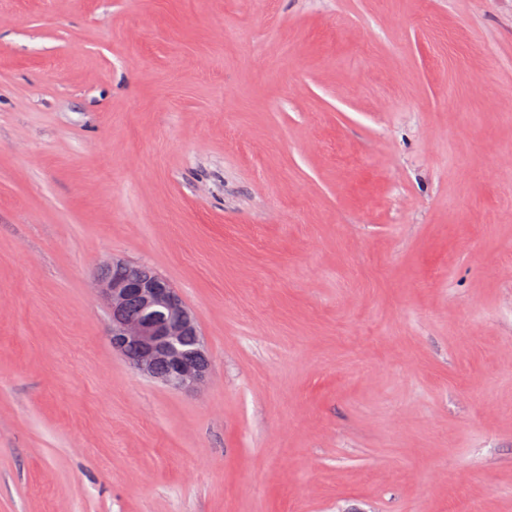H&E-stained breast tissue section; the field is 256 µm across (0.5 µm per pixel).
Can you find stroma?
<instances>
[{
  "instance_id": "obj_1",
  "label": "stroma",
  "mask_w": 512,
  "mask_h": 512,
  "mask_svg": "<svg viewBox=\"0 0 512 512\" xmlns=\"http://www.w3.org/2000/svg\"><path fill=\"white\" fill-rule=\"evenodd\" d=\"M211 359L115 353L106 259ZM512 512V0H0V512ZM152 268L126 263L113 267L110 279L100 273L94 285L104 298L109 315L107 333L112 349L122 354L140 375L160 381L175 390L197 387L210 373V360L203 336L190 308L176 288ZM145 274H153L139 277ZM129 278V279H125ZM135 278V279H132ZM140 308L129 312L130 303ZM195 336V348L190 337ZM134 349L133 354L128 349ZM166 365L159 371L158 365Z\"/></svg>"
}]
</instances>
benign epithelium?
Instances as JSON below:
<instances>
[{
	"label": "benign epithelium",
	"mask_w": 512,
	"mask_h": 512,
	"mask_svg": "<svg viewBox=\"0 0 512 512\" xmlns=\"http://www.w3.org/2000/svg\"><path fill=\"white\" fill-rule=\"evenodd\" d=\"M94 285L108 307L112 349L135 371L175 390L205 382L210 360L203 336L193 312L166 278L110 279L99 274ZM132 302L140 314L129 312ZM185 336L196 337L195 348H183Z\"/></svg>",
	"instance_id": "obj_1"
}]
</instances>
